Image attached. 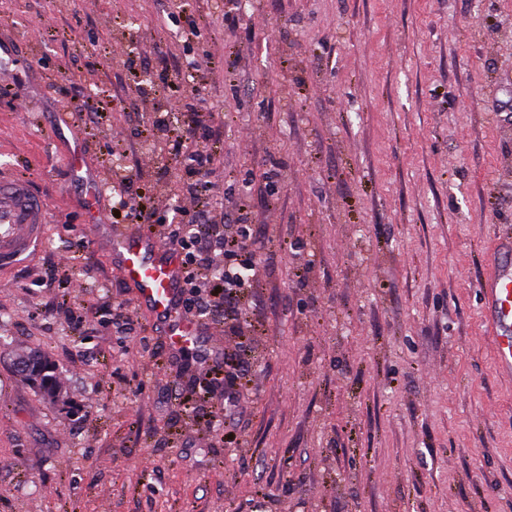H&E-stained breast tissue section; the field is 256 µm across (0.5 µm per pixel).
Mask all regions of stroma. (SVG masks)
<instances>
[{
    "label": "stroma",
    "instance_id": "1",
    "mask_svg": "<svg viewBox=\"0 0 512 512\" xmlns=\"http://www.w3.org/2000/svg\"><path fill=\"white\" fill-rule=\"evenodd\" d=\"M0 0V167L48 204L0 267V512H512V381L479 281L512 235V0ZM100 87L112 108L81 113ZM212 113L215 221L268 245L239 330L240 420L175 361L88 232L68 152L111 211L124 170L154 206L192 163L141 132ZM122 151L110 161L107 146ZM279 176L270 195L267 182ZM132 332L116 335L113 315ZM50 354L64 400L13 367Z\"/></svg>",
    "mask_w": 512,
    "mask_h": 512
}]
</instances>
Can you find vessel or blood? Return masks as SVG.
Masks as SVG:
<instances>
[{
    "label": "vessel or blood",
    "instance_id": "obj_1",
    "mask_svg": "<svg viewBox=\"0 0 512 512\" xmlns=\"http://www.w3.org/2000/svg\"><path fill=\"white\" fill-rule=\"evenodd\" d=\"M73 183L81 188L87 224L112 255L114 266L133 289L138 307L147 313L171 352L214 349L200 322L185 316L179 306L180 261L175 252L134 227L103 223L100 182L85 167L81 146L68 156ZM48 210L30 183L0 169V265L15 263L39 243ZM483 320L492 342L499 374L512 376V238L494 247L492 267L480 282Z\"/></svg>",
    "mask_w": 512,
    "mask_h": 512
}]
</instances>
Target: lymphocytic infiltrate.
Returning a JSON list of instances; mask_svg holds the SVG:
<instances>
[{"mask_svg": "<svg viewBox=\"0 0 512 512\" xmlns=\"http://www.w3.org/2000/svg\"><path fill=\"white\" fill-rule=\"evenodd\" d=\"M156 129L166 137L171 154L192 149V160L198 167L210 164L213 148H199L206 127L199 117L178 124L157 119ZM183 189L198 205L186 223L174 224L141 196L118 197L112 202L113 214L138 224L144 234L159 238L177 253L181 266V297L183 310L192 317H209L216 307H223L224 317L236 321L240 310L238 300L259 276L256 245L258 238L250 224H219L213 219L210 205L211 188L207 180L196 178L184 182ZM223 256L222 267H215L214 256ZM209 373L224 385V416L233 419L243 399L245 371L235 368L229 356H222Z\"/></svg>", "mask_w": 512, "mask_h": 512, "instance_id": "1", "label": "lymphocytic infiltrate"}]
</instances>
